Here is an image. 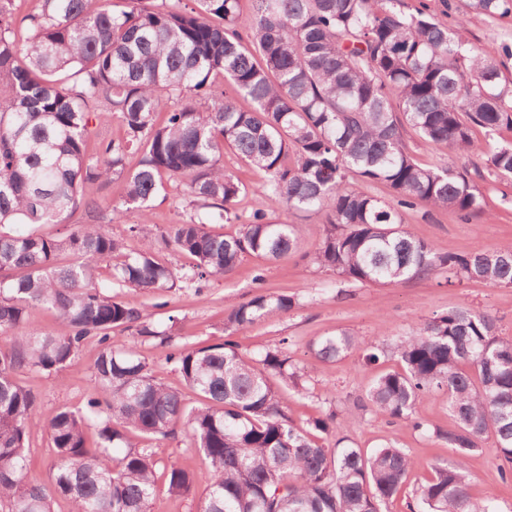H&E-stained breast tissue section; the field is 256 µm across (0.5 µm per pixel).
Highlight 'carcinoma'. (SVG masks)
<instances>
[{"label": "carcinoma", "mask_w": 512, "mask_h": 512, "mask_svg": "<svg viewBox=\"0 0 512 512\" xmlns=\"http://www.w3.org/2000/svg\"><path fill=\"white\" fill-rule=\"evenodd\" d=\"M38 11L14 16L0 0V512H151L160 491L153 448L133 444L183 434L209 465L212 480L197 512H380L396 496L412 460L400 448L371 451L330 444L336 414L306 430L282 406L281 385L305 394L290 357L276 347L252 359L232 340L207 346L175 341L143 306L112 289L164 296L177 281L199 284L231 274L247 255L269 260L298 248L295 226L266 209L327 214L313 254L348 283L399 284L448 273L512 287V247L444 254L402 225V210L446 209L468 221L483 211L475 178L512 182V144L490 138L512 128V89L505 62L465 40L461 27L437 21L406 0H39ZM512 0H464L462 11L495 16ZM235 97L203 108L214 79ZM182 104L158 121L164 101ZM117 120L124 137L90 154L91 122ZM474 153L484 166L456 170L417 161L405 139ZM262 175L255 207L235 211L248 188L224 168V147ZM139 167L125 171L128 152ZM124 178V202L148 218V203L176 182L196 203L184 224L158 240L192 259L178 274L160 260L156 241L133 253L108 224H71L63 236L39 231L88 203L83 185ZM379 183L382 201L360 185ZM238 224L232 235L211 224ZM70 261L63 264L60 256ZM107 273L100 282L101 272ZM256 294L227 308L224 330L289 311L292 296ZM54 312L58 329L34 326L29 309ZM157 341L166 360L197 395L157 379L135 349L114 350L112 330ZM89 337L102 349L93 364L98 396L61 407L44 423L56 456L51 482L27 476L29 430L40 423L37 397L17 376L59 375ZM327 363L359 351L367 363L394 357L397 370L377 377L359 397L362 409L420 430L416 407L435 390L448 395L455 427L433 429L453 451L431 465L409 512H498L470 494L467 459L487 435L495 439L512 481V339L488 312L436 313L392 345L346 329L313 344ZM170 495H189L193 480L177 462L164 467Z\"/></svg>", "instance_id": "carcinoma-1"}]
</instances>
